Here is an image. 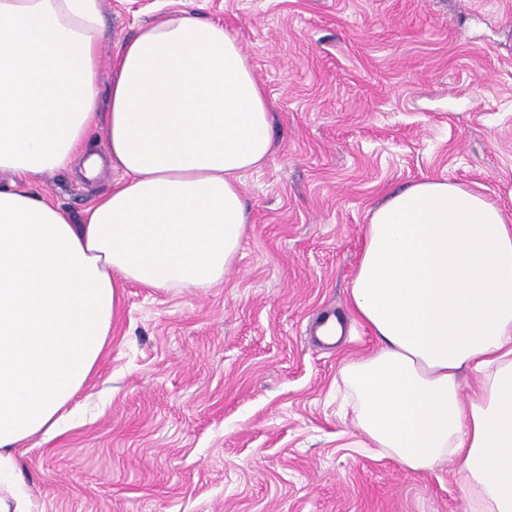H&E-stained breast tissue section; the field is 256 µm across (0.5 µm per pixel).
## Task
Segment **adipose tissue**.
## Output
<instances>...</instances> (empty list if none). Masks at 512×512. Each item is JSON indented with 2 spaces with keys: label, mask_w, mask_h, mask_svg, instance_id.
I'll return each mask as SVG.
<instances>
[{
  "label": "adipose tissue",
  "mask_w": 512,
  "mask_h": 512,
  "mask_svg": "<svg viewBox=\"0 0 512 512\" xmlns=\"http://www.w3.org/2000/svg\"><path fill=\"white\" fill-rule=\"evenodd\" d=\"M99 0H0V512H38L15 451L60 428L92 376L118 290L210 288L248 224L241 176L272 116L223 25L140 26L102 74ZM110 83L100 110L101 80ZM105 129L98 154L95 133ZM118 172L82 223L36 194L46 172ZM350 311L377 340L346 363L369 447L460 463L478 512H512V225L483 194L427 179L374 210ZM480 376L462 394V375Z\"/></svg>",
  "instance_id": "obj_1"
}]
</instances>
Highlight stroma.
I'll return each mask as SVG.
<instances>
[{"label":"stroma","instance_id":"stroma-1","mask_svg":"<svg viewBox=\"0 0 512 512\" xmlns=\"http://www.w3.org/2000/svg\"><path fill=\"white\" fill-rule=\"evenodd\" d=\"M110 72L141 25L222 24L264 87L273 143L241 178L250 224L222 283L119 291L79 424L16 451L40 512H474L458 463L357 449L336 387L369 354L349 293L373 210L426 179L512 224V0H101ZM117 174L37 192L81 223ZM341 318L335 347L315 321Z\"/></svg>","mask_w":512,"mask_h":512}]
</instances>
